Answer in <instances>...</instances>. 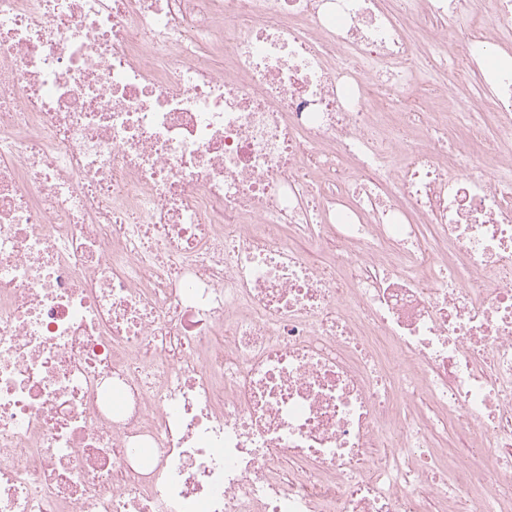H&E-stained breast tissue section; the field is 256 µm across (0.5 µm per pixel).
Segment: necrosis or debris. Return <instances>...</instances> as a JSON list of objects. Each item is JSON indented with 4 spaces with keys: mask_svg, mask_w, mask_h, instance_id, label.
Segmentation results:
<instances>
[{
    "mask_svg": "<svg viewBox=\"0 0 512 512\" xmlns=\"http://www.w3.org/2000/svg\"><path fill=\"white\" fill-rule=\"evenodd\" d=\"M492 4L0 0V512H512Z\"/></svg>",
    "mask_w": 512,
    "mask_h": 512,
    "instance_id": "obj_1",
    "label": "necrosis or debris"
}]
</instances>
